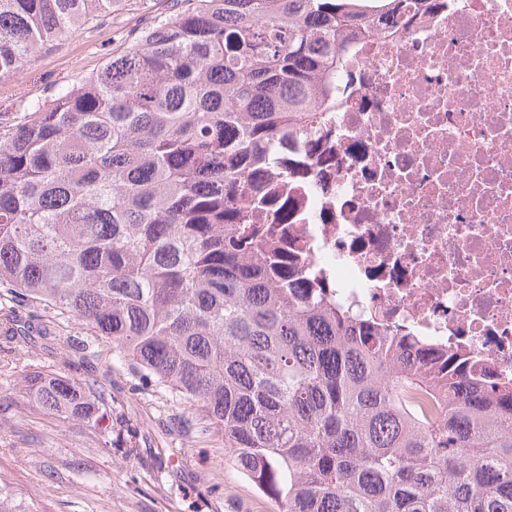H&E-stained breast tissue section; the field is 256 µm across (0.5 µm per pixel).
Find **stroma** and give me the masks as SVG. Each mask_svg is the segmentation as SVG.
<instances>
[{
    "mask_svg": "<svg viewBox=\"0 0 512 512\" xmlns=\"http://www.w3.org/2000/svg\"><path fill=\"white\" fill-rule=\"evenodd\" d=\"M175 10V0H118L111 14L0 78V122L27 120L30 105L100 72ZM53 323L47 336L0 338V481L21 512H275L223 433L204 429L189 403L116 361L109 343L84 356L80 326ZM23 370L99 381L104 419L92 428L36 408L19 385Z\"/></svg>",
    "mask_w": 512,
    "mask_h": 512,
    "instance_id": "stroma-1",
    "label": "stroma"
}]
</instances>
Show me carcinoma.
I'll use <instances>...</instances> for the list:
<instances>
[{
  "mask_svg": "<svg viewBox=\"0 0 512 512\" xmlns=\"http://www.w3.org/2000/svg\"><path fill=\"white\" fill-rule=\"evenodd\" d=\"M118 0H0V77ZM426 0H180L0 126V292L78 322L202 412L276 512H512V387L327 302L262 177L335 101L351 41ZM27 396L92 420L95 382Z\"/></svg>",
  "mask_w": 512,
  "mask_h": 512,
  "instance_id": "obj_1",
  "label": "carcinoma"
}]
</instances>
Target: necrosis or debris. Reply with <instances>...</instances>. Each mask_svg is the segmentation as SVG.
I'll return each mask as SVG.
<instances>
[{"label": "necrosis or debris", "instance_id": "obj_1", "mask_svg": "<svg viewBox=\"0 0 512 512\" xmlns=\"http://www.w3.org/2000/svg\"><path fill=\"white\" fill-rule=\"evenodd\" d=\"M267 180L257 223L328 300L512 387V0H430L358 39Z\"/></svg>", "mask_w": 512, "mask_h": 512}]
</instances>
